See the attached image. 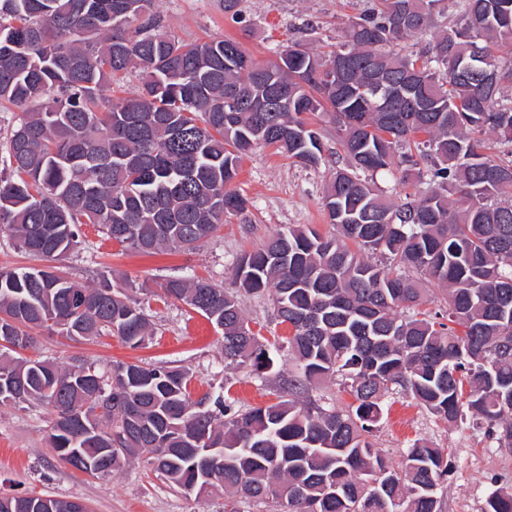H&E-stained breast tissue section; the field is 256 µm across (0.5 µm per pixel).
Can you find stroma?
<instances>
[{
    "mask_svg": "<svg viewBox=\"0 0 512 512\" xmlns=\"http://www.w3.org/2000/svg\"><path fill=\"white\" fill-rule=\"evenodd\" d=\"M367 0H241L238 14L224 0H155L154 12L164 31L185 42L225 37L236 40L255 62L266 63L291 42L301 40L304 23L317 25L309 46L321 51L340 41L350 20ZM332 164L306 167L272 149L258 147L245 156L234 184L248 201L243 214L227 216L213 236L191 253L144 256L120 250L103 239L93 225L82 226L78 252L56 260L55 267L77 280H98L108 274L113 285L150 304L159 326L144 347L132 349L117 338L73 341L41 330L29 357L70 363L80 358L104 370L116 362L142 361L180 365L194 375V397L232 382V391L245 404L272 401L279 385L276 375L266 381L224 362L223 331L186 305H158L154 297L162 279L173 269L231 287L232 267L240 250L259 245L282 227L308 224L320 232L329 226L322 196ZM51 415L45 407L17 409L0 405V494L51 493L81 499L90 512H223V497L199 498L173 488L142 463H132L109 480H100L63 463L46 435ZM427 439L445 448L452 471L443 485L441 512H483L497 489L512 487V451L499 447L484 429L464 422L447 425L411 399L386 398L375 432V448L394 467H401L405 448Z\"/></svg>",
    "mask_w": 512,
    "mask_h": 512,
    "instance_id": "1",
    "label": "stroma"
}]
</instances>
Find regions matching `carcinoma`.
<instances>
[{
	"label": "carcinoma",
	"mask_w": 512,
	"mask_h": 512,
	"mask_svg": "<svg viewBox=\"0 0 512 512\" xmlns=\"http://www.w3.org/2000/svg\"><path fill=\"white\" fill-rule=\"evenodd\" d=\"M442 3L369 0L333 50L294 42L260 65L234 40L164 33L153 0H0V103L21 112L0 138V232L38 261L73 252L83 224L126 251L196 250L246 209L233 183L253 148L325 163L313 116L345 155L322 197L331 232L290 224L240 255L234 288L175 275L157 296L221 327L225 363L262 382L277 369L274 401L229 386L194 400L182 366L18 355L29 329L131 349L157 333L126 290L30 266L0 270V405L46 406L58 458L75 448L73 467L102 480L138 460L186 491L206 467L224 512H439L445 449L416 440L396 472L370 441L389 394L512 450V0H455L460 23L403 46ZM133 68L139 94L104 98ZM381 172L428 191L391 202L368 181ZM243 293L268 295L290 333L252 328ZM336 379L345 407L310 396ZM81 504L0 496V512ZM483 512H512V489Z\"/></svg>",
	"instance_id": "carcinoma-1"
}]
</instances>
